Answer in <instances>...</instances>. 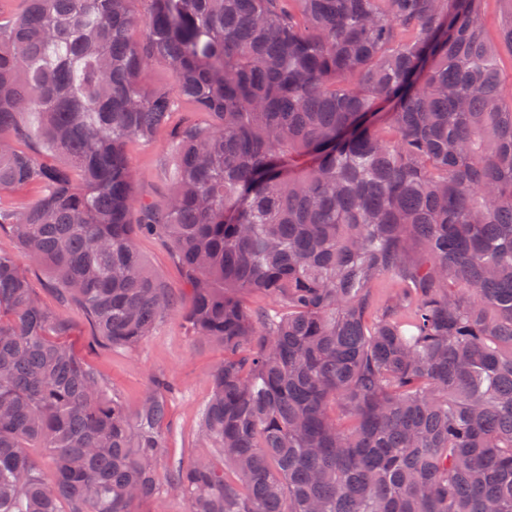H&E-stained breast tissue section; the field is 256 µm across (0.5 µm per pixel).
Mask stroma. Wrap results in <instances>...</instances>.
I'll return each instance as SVG.
<instances>
[{
  "instance_id": "obj_1",
  "label": "stroma",
  "mask_w": 512,
  "mask_h": 512,
  "mask_svg": "<svg viewBox=\"0 0 512 512\" xmlns=\"http://www.w3.org/2000/svg\"><path fill=\"white\" fill-rule=\"evenodd\" d=\"M127 152L135 173L136 202L163 207L168 187L176 176L167 130H159L152 144L130 143ZM137 247L148 268L172 293L181 294L182 273L170 249L154 236L138 237ZM71 320L74 331L69 343L111 383L129 414L137 413L154 377L162 375L173 383L174 389L168 396L161 473H168L174 463L183 460L213 456V449L207 448L201 438L199 420L212 391L211 374L224 356L220 344L195 341L181 316L174 314L135 348L93 350L88 346V324L76 314Z\"/></svg>"
}]
</instances>
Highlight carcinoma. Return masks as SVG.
<instances>
[{
    "instance_id": "cac0c4a2",
    "label": "carcinoma",
    "mask_w": 512,
    "mask_h": 512,
    "mask_svg": "<svg viewBox=\"0 0 512 512\" xmlns=\"http://www.w3.org/2000/svg\"><path fill=\"white\" fill-rule=\"evenodd\" d=\"M22 2L0 190L36 197L0 208V512H512V101L482 0ZM181 99L204 118L171 132L166 206L138 207L127 146ZM24 260L92 348L174 313L224 346L201 432L232 479L205 457L159 482L168 382L130 417ZM137 247L148 268L162 279L172 293L181 294L182 273L170 249L154 236H139ZM135 508L138 512H186L184 501L174 496L140 502Z\"/></svg>"
}]
</instances>
